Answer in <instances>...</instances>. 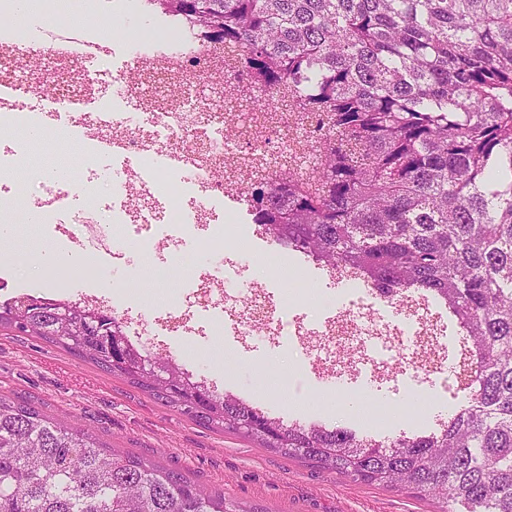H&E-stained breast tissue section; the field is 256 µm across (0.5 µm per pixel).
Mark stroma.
Wrapping results in <instances>:
<instances>
[{"label": "stroma", "mask_w": 512, "mask_h": 512, "mask_svg": "<svg viewBox=\"0 0 512 512\" xmlns=\"http://www.w3.org/2000/svg\"><path fill=\"white\" fill-rule=\"evenodd\" d=\"M52 245L47 238L24 234L0 237V251L14 261L0 265V298L6 290L22 289L35 297L58 299L85 280L88 293L111 283L109 269L96 274L83 268L60 269L48 286H34L28 263ZM156 256L133 252L128 284L133 302L146 314L163 309L152 270ZM296 332L254 343L251 337L220 335L185 337V358L206 370L215 390L261 407L284 424L316 423L345 428L357 437L375 433L393 436L427 434L437 419L447 417L466 400L424 387L411 390L395 383L392 367L369 362L370 344L338 353L336 363L324 361L327 339L311 335L315 312L296 310ZM340 368L339 385L328 384ZM350 399L347 410L336 406L337 392ZM372 394L391 410L374 425L364 406ZM0 397L23 399L45 414L67 416L119 453L142 457L180 472L209 489L241 512H439L435 501L412 491L352 482L316 465L287 460L232 433L199 424L176 408L163 405L121 377L109 374L61 348L33 336L0 329ZM418 410L417 419L402 416V406Z\"/></svg>", "instance_id": "35a3bbf8"}]
</instances>
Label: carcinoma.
<instances>
[{
	"label": "carcinoma",
	"instance_id": "1",
	"mask_svg": "<svg viewBox=\"0 0 512 512\" xmlns=\"http://www.w3.org/2000/svg\"><path fill=\"white\" fill-rule=\"evenodd\" d=\"M200 16L241 49L252 84L282 89L328 134L250 183L270 240L377 288L446 302L479 365L468 406L430 435L359 439L284 425L193 381L171 360L102 339L117 318L79 303H0V327L37 336L211 429L354 482L401 487L441 512H512V0H151ZM159 365L177 378L149 382ZM0 512H238L224 494L90 431L0 398Z\"/></svg>",
	"mask_w": 512,
	"mask_h": 512
}]
</instances>
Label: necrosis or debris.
Here are the masks:
<instances>
[{
  "label": "necrosis or debris",
  "mask_w": 512,
  "mask_h": 512,
  "mask_svg": "<svg viewBox=\"0 0 512 512\" xmlns=\"http://www.w3.org/2000/svg\"><path fill=\"white\" fill-rule=\"evenodd\" d=\"M130 14L137 24L115 68L110 15L95 19L93 38L103 52L94 60L81 43L34 40L41 20L66 27L56 0H43L41 18L0 40V91L7 93L0 100V223L24 208L62 256L121 260L132 244L160 255L187 242L205 255L209 264L189 278L185 299L165 310L133 314L122 278L89 298L90 307L137 322L134 343L145 353L158 347L154 326L171 336L202 334L223 325L228 311L234 335H290V311L315 302V287L288 273L280 248L264 257V286L241 287L240 258L250 235L264 228H246L224 201L242 200V173L252 160L260 162L258 176L279 178L301 117L262 102L252 112L231 111L228 98L249 75L225 63L221 45L185 18L155 21L147 0H135ZM218 72L223 97L204 96ZM331 277L347 298L319 307L314 335L371 337L381 365H394L408 387L432 375L442 387H457L448 327L430 312L428 296L375 288L343 269Z\"/></svg>",
  "instance_id": "1"
}]
</instances>
